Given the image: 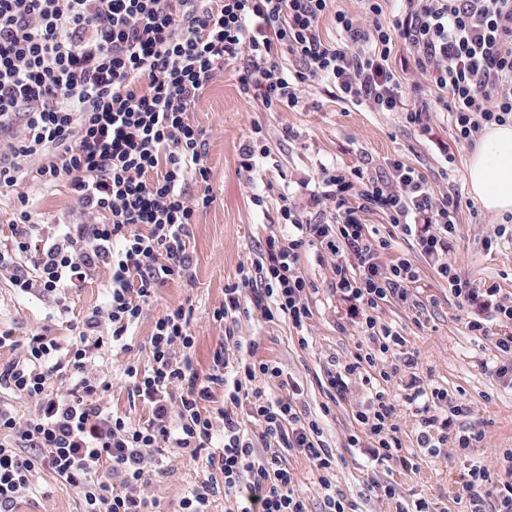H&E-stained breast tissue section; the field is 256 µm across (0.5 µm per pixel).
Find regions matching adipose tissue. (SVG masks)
<instances>
[{"label":"adipose tissue","instance_id":"ef3b65f1","mask_svg":"<svg viewBox=\"0 0 512 512\" xmlns=\"http://www.w3.org/2000/svg\"><path fill=\"white\" fill-rule=\"evenodd\" d=\"M466 182L487 212L512 211V124L486 128L469 156Z\"/></svg>","mask_w":512,"mask_h":512}]
</instances>
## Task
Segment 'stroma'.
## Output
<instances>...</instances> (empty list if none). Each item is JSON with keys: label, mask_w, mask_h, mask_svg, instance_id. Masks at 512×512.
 Returning a JSON list of instances; mask_svg holds the SVG:
<instances>
[{"label": "stroma", "mask_w": 512, "mask_h": 512, "mask_svg": "<svg viewBox=\"0 0 512 512\" xmlns=\"http://www.w3.org/2000/svg\"><path fill=\"white\" fill-rule=\"evenodd\" d=\"M190 119L207 135L215 200L192 226L193 283L177 280L162 288L147 316L133 329L129 351L104 358L102 369L113 378L112 398L119 409L129 410L132 419L144 420L147 412L130 407L125 384L117 374L122 364L147 363V336L154 317L170 307L193 305V358L199 369H208L224 343V325L214 321L212 313L224 301L225 283L233 280L241 265L256 262L268 235L284 231L280 194L297 187L322 164L364 163L375 170L398 158L422 172L434 194L458 192L462 199L456 215L458 235L448 260L470 287L497 285L504 302L512 304V248L488 245L503 217L481 205H470L465 178L470 148L455 141L447 113L432 112L430 130L424 133L396 113L371 112L337 101L321 85L306 89L300 108L267 112L242 93L238 67L231 64L204 90ZM257 124L264 130L270 154L246 172L239 168V153ZM256 194L261 204L253 203ZM367 222L391 241L385 259L405 254L415 258L420 269V306L392 300L378 310L381 322L399 331L418 361L415 370L400 369L385 388L397 402L402 448L417 455L419 473L404 472L392 461L374 464L361 449L348 445L349 435L358 428L355 413L367 406L369 392L358 382L351 383L345 398L332 399L328 392V372L352 358L362 341L332 290L329 260L319 259L313 251L302 257L304 272L314 285L309 297L313 317L303 331H296L282 317L267 320L254 311L240 316L235 332L254 343L256 358L276 362L285 376L301 384L307 409L322 417V440L336 456V489L356 503L358 512H387V504L369 490L375 481L396 483L404 502L426 497L436 512H464V505L444 498L445 488L461 481L470 465L492 463L501 451L512 449V385L499 381L491 371L507 356L484 337L469 332L468 310L458 304L434 267L419 258L413 240L394 234L383 214L370 213ZM48 310L47 300L18 297L0 279V325L14 328L20 336L45 330ZM414 372L447 390L449 398L466 404L467 412L458 424L484 430L479 447L462 452L450 444L437 457L418 447L415 419L403 400ZM285 459L310 512H321L323 490L312 464L294 449L286 451ZM165 465L167 475L144 486L142 492L160 500L166 512H178L181 499L202 480V468L175 453L168 455Z\"/></svg>", "instance_id": "1"}]
</instances>
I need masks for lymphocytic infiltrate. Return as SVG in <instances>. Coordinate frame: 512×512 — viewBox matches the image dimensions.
Listing matches in <instances>:
<instances>
[{
    "label": "lymphocytic infiltrate",
    "instance_id": "1",
    "mask_svg": "<svg viewBox=\"0 0 512 512\" xmlns=\"http://www.w3.org/2000/svg\"><path fill=\"white\" fill-rule=\"evenodd\" d=\"M333 2L0 0V194H16L11 234L0 241V277L19 296L51 300L49 317L66 331L24 337L0 329V350L24 349L22 359L0 364V512H15L47 478L78 492L79 512H163L141 488L165 476L172 452L205 472L181 512H212L220 494L230 512H309L282 463L286 448L319 472L323 512H356L333 485L336 457L321 441L317 418L302 408L301 386L279 366L243 356L233 327L253 310L283 316L296 329L307 324L312 283L301 259L311 247L329 255L336 295L366 342L327 378L340 396L354 376L371 388L349 445L364 447L372 462L416 471V456L398 437L394 401L372 389L370 371L387 380L416 364L377 311L389 298L416 301L419 268L405 255L384 260L390 243L369 228V212L415 241L460 304L491 311L504 325L490 331L480 314L467 322L471 333L512 351V305L500 300L497 285L469 287L446 259L458 196H435L423 173L395 158L371 173L322 166L306 203L281 194L288 231L267 236L264 275L253 278L242 266L225 284L224 302L212 313L224 325L225 346L208 370L192 358L193 307L170 308L153 321L147 365L122 371L130 402L147 419L132 421L108 401L112 384L98 360L127 349L160 288L192 279L189 227L215 197L207 187L205 132L189 114L226 65L239 63L245 95L270 112L299 108L305 88L322 84L341 101L400 114L423 131L439 106L456 141L470 145L487 126L512 123V0H403L391 21L382 0H360L357 16L333 10ZM327 19L337 38L323 35ZM399 44L418 76L408 87L391 63ZM288 56L294 67L279 68ZM191 180L203 191L187 193ZM26 182L65 186L73 210L43 223L36 198L19 189ZM327 208L329 222L321 218ZM103 268L111 273L103 306L74 315L69 290ZM60 380L66 388H57ZM407 388L405 400L420 417L417 443L430 455L451 440L463 449L483 441V431L459 429L464 405L449 402L447 391L417 376ZM15 396L30 402L29 415L16 410ZM243 414L262 447L244 434ZM454 497L467 512H512V451L497 470L471 466Z\"/></svg>",
    "mask_w": 512,
    "mask_h": 512
}]
</instances>
